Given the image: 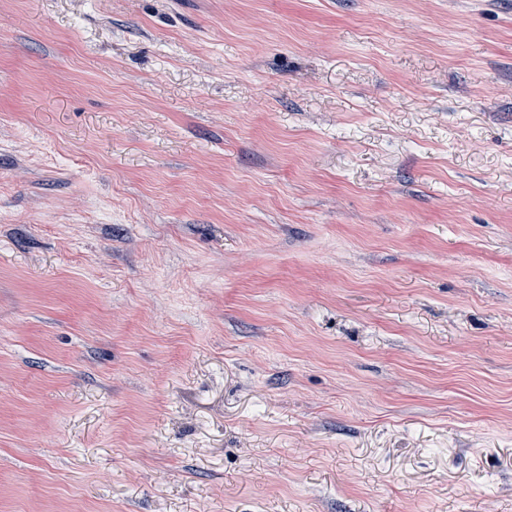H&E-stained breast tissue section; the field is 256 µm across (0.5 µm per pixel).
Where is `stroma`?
Instances as JSON below:
<instances>
[{"label": "stroma", "instance_id": "obj_1", "mask_svg": "<svg viewBox=\"0 0 512 512\" xmlns=\"http://www.w3.org/2000/svg\"><path fill=\"white\" fill-rule=\"evenodd\" d=\"M0 512H512V0H0Z\"/></svg>", "mask_w": 512, "mask_h": 512}]
</instances>
